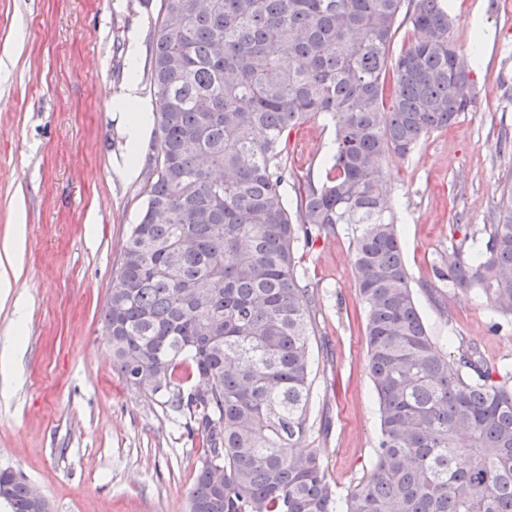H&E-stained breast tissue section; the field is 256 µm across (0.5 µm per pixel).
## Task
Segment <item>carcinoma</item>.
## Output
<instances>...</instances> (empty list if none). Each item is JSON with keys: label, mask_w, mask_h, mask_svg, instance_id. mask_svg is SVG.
Masks as SVG:
<instances>
[{"label": "carcinoma", "mask_w": 512, "mask_h": 512, "mask_svg": "<svg viewBox=\"0 0 512 512\" xmlns=\"http://www.w3.org/2000/svg\"><path fill=\"white\" fill-rule=\"evenodd\" d=\"M414 38L392 56L398 21ZM446 0H160L151 47L157 135L140 222L102 312L124 384L199 440L189 512H512V372L475 347L448 358L418 311L383 158L406 156L474 102ZM392 84H387V72ZM334 128L324 182L283 186L291 130ZM355 225L375 465L338 503L314 450L315 301L296 245ZM473 258L445 278L512 317V188ZM205 382L208 389L197 385ZM10 512H38L0 471Z\"/></svg>", "instance_id": "obj_1"}]
</instances>
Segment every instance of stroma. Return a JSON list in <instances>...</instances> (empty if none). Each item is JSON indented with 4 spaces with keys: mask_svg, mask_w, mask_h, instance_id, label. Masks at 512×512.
<instances>
[{
    "mask_svg": "<svg viewBox=\"0 0 512 512\" xmlns=\"http://www.w3.org/2000/svg\"><path fill=\"white\" fill-rule=\"evenodd\" d=\"M160 0H0V348L22 342L0 394V469L21 474L50 512H187L200 450L182 419L127 389L112 367L102 309L148 177L125 181L121 115L130 35L139 38L143 98ZM451 38L472 70L476 103L410 155L384 162L387 202L404 240L419 311L448 355L476 346L493 376L512 368V318L441 280L452 245L490 223L512 187V0H449ZM333 130L291 131L292 176L323 182ZM24 242L8 248L16 221ZM95 222L87 236V222ZM355 230L340 224L298 246L315 297L311 432L338 495L370 470L379 419L367 370L365 307L353 265ZM27 302L15 328L16 299Z\"/></svg>",
    "mask_w": 512,
    "mask_h": 512,
    "instance_id": "1",
    "label": "stroma"
}]
</instances>
